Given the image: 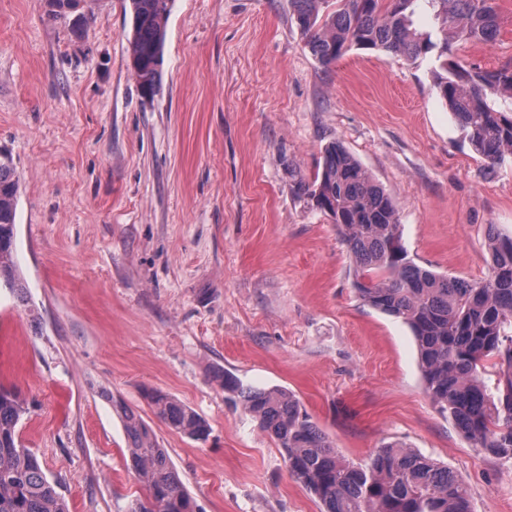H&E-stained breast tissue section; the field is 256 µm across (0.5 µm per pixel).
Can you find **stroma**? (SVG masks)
<instances>
[{"label": "stroma", "instance_id": "obj_1", "mask_svg": "<svg viewBox=\"0 0 512 512\" xmlns=\"http://www.w3.org/2000/svg\"><path fill=\"white\" fill-rule=\"evenodd\" d=\"M494 42L512 61V0ZM161 90L142 98L128 0H0V146L20 190L0 287V385L30 403L24 446L70 512H129L142 485L114 407L153 428L200 512H320L280 449L224 401L222 372L292 392L362 462L402 442L512 512V459L472 447L424 390L400 320L358 299L335 224L296 192L342 145L398 211L415 262L488 278V231L512 236V160L488 167L433 91L434 56L348 51L323 67L290 0H172ZM160 390L206 440L167 427ZM146 399L157 418L176 432L192 440H204L209 433L208 423L193 409L162 391L146 393Z\"/></svg>", "mask_w": 512, "mask_h": 512}]
</instances>
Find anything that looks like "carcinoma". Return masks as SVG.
Here are the masks:
<instances>
[{
    "instance_id": "1",
    "label": "carcinoma",
    "mask_w": 512,
    "mask_h": 512,
    "mask_svg": "<svg viewBox=\"0 0 512 512\" xmlns=\"http://www.w3.org/2000/svg\"><path fill=\"white\" fill-rule=\"evenodd\" d=\"M417 0H291L297 28L324 66L347 51L378 50L414 60L436 52L445 74L434 88L470 145L494 167L512 157V115L495 110L492 95L512 99V65L481 70L453 53L454 39L473 44L500 33L498 0H426L437 27L423 31L412 16ZM171 0H130L129 52L138 89L160 90ZM297 190L327 214L353 265L352 287L368 306L400 319L413 333L425 390L440 414L472 446L512 459V236L489 230L491 269L481 282L418 265L402 242L391 197L340 144L324 148L323 165ZM19 179L11 155L0 151V285L26 300L13 262ZM497 376L489 389L484 376ZM224 400L242 407L275 440L288 475L321 504V512H472L467 486L448 467L410 447L388 443L366 461L340 454L299 400L281 389H260L232 374L221 376ZM146 399L157 418L192 440L208 423L170 395ZM119 412L132 468L144 486L130 512H193L166 449L151 427L126 405ZM28 403L15 388L0 387V512H69L58 483L47 478L18 429Z\"/></svg>"
}]
</instances>
